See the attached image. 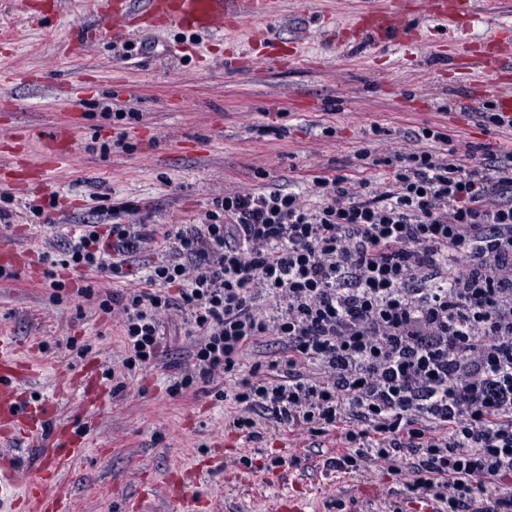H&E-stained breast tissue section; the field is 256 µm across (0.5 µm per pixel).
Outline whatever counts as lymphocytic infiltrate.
Listing matches in <instances>:
<instances>
[{
	"label": "lymphocytic infiltrate",
	"instance_id": "obj_1",
	"mask_svg": "<svg viewBox=\"0 0 512 512\" xmlns=\"http://www.w3.org/2000/svg\"><path fill=\"white\" fill-rule=\"evenodd\" d=\"M385 165L378 187L315 177L314 209L279 188L228 193L201 223L158 230L120 223L116 206L107 235L87 225L59 265L122 279L159 241L171 256L148 288L99 302L125 314L127 370L163 355L159 316L175 312L202 340L172 393L233 377L228 426L246 439L264 422L335 430L339 469L403 454L439 512H512V155L466 166L419 147ZM269 336V358L242 369Z\"/></svg>",
	"mask_w": 512,
	"mask_h": 512
}]
</instances>
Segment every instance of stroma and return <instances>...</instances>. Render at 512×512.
Wrapping results in <instances>:
<instances>
[{"instance_id": "1", "label": "stroma", "mask_w": 512, "mask_h": 512, "mask_svg": "<svg viewBox=\"0 0 512 512\" xmlns=\"http://www.w3.org/2000/svg\"><path fill=\"white\" fill-rule=\"evenodd\" d=\"M372 0H315L302 11L278 0L276 14L225 20L200 37L178 27L147 30L144 0H0V182H12L0 209V249L26 251L27 270L0 278V332L28 346L35 362L21 401L53 404L84 460L59 474L75 494L73 512H172L169 492L199 512H422L411 475L368 463L344 473L330 465L340 433H303L296 443L266 431L246 440L226 429L240 414L217 398L224 379L170 392L196 342L184 325L166 329L168 351L155 366L127 371L119 315L97 297L144 286L146 265L168 258L145 243L114 280L97 269L58 273L44 282L74 226L108 230L113 206L127 203L125 224H195L212 198L277 184L317 204L313 176L364 170L383 183L380 158L411 146L430 128L448 143L426 141L468 160L488 145L512 152V126L479 121L493 102L512 117V67L491 78L468 69L487 47L489 28L512 26V0H478L477 20L457 33L438 18L437 0H400L393 41L362 42L360 22ZM85 40L70 49L75 26ZM60 127L65 164L44 167L43 144ZM370 149L375 166L357 157ZM55 223H32L30 207ZM91 287L92 297L80 288ZM93 372L95 406L82 387L62 388L66 372ZM154 493L141 499V483Z\"/></svg>"}]
</instances>
